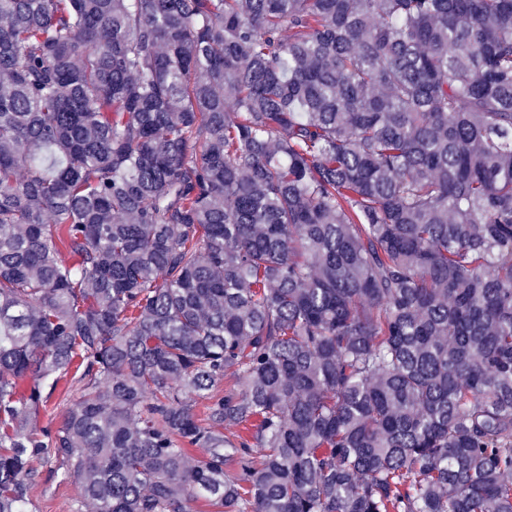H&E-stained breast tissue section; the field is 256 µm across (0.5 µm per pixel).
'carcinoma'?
Instances as JSON below:
<instances>
[{
  "label": "carcinoma",
  "mask_w": 512,
  "mask_h": 512,
  "mask_svg": "<svg viewBox=\"0 0 512 512\" xmlns=\"http://www.w3.org/2000/svg\"><path fill=\"white\" fill-rule=\"evenodd\" d=\"M37 463L512 512V0H0V512ZM73 371L68 378L62 381L55 392L48 399L46 406L41 410L36 426H45L52 421L58 425L63 421L64 414L79 400L81 395V383L77 382L78 376L73 380Z\"/></svg>",
  "instance_id": "obj_1"
}]
</instances>
